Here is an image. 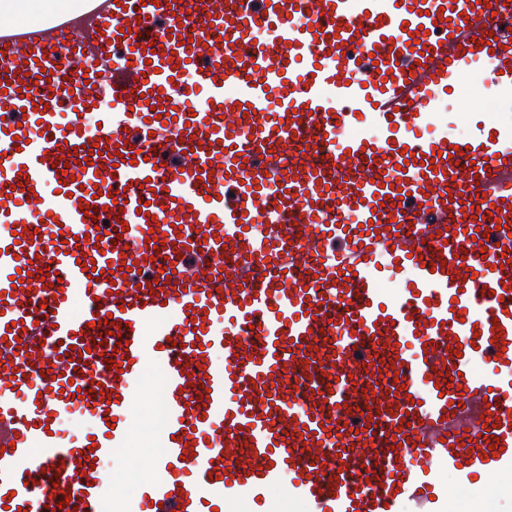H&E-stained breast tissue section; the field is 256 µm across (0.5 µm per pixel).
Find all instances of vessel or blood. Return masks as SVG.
<instances>
[{"label": "vessel or blood", "mask_w": 512, "mask_h": 512, "mask_svg": "<svg viewBox=\"0 0 512 512\" xmlns=\"http://www.w3.org/2000/svg\"><path fill=\"white\" fill-rule=\"evenodd\" d=\"M87 2L0 18V507L101 512L150 365L141 512H459L442 475H512V128L411 136L464 69L512 88V0ZM145 393L150 404L149 422L160 434L165 419L164 386L162 377L153 370L146 374Z\"/></svg>", "instance_id": "obj_1"}]
</instances>
